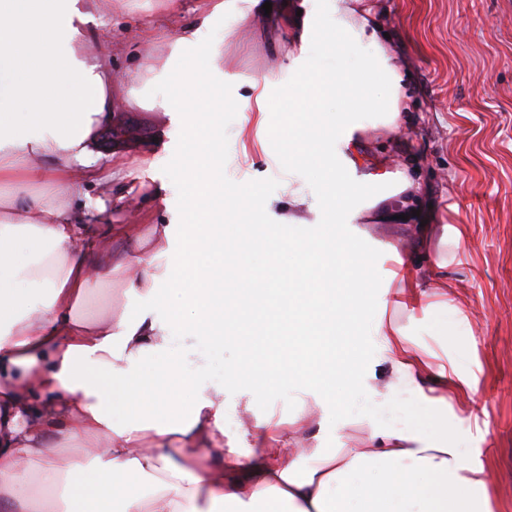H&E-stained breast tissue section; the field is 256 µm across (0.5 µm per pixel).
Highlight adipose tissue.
<instances>
[{"label":"adipose tissue","mask_w":512,"mask_h":512,"mask_svg":"<svg viewBox=\"0 0 512 512\" xmlns=\"http://www.w3.org/2000/svg\"><path fill=\"white\" fill-rule=\"evenodd\" d=\"M99 0H0V512H493L483 462L458 438L425 425L371 427L354 448H315L307 411L267 416L225 432L226 408L198 388L171 346L175 331L233 344L229 384L257 395L295 383L297 393L336 400L343 378L369 399L413 393L428 414L448 419V392L471 388L457 362L419 351L406 330L373 318L366 297L373 256L337 227L363 209L415 210L420 187L403 172L358 174L361 156L335 163L362 115L392 125L401 81L367 19L333 5L274 0L276 25L305 49L346 58L328 70L305 52L278 97H258L246 120L287 116L269 144L308 169L333 221L295 234L296 219L254 215L260 189L224 180V87L205 80L215 59L182 61L139 101L188 112L180 166L189 168L191 229L177 255L167 225L140 250V225L113 227L125 248L89 249V227L63 207L25 197L34 160L55 157V176L104 189L127 178L123 165L99 175V128L113 120L112 49L88 56ZM333 111H324L326 103ZM136 267L126 295L135 310L85 314L92 289ZM381 370L366 371L365 339ZM308 442L305 462L288 444Z\"/></svg>","instance_id":"adipose-tissue-1"}]
</instances>
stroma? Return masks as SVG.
I'll use <instances>...</instances> for the list:
<instances>
[{"label": "stroma", "instance_id": "35a3bbf8", "mask_svg": "<svg viewBox=\"0 0 512 512\" xmlns=\"http://www.w3.org/2000/svg\"><path fill=\"white\" fill-rule=\"evenodd\" d=\"M340 11L365 8L381 32L393 64L403 74V115L398 126L366 125L355 132L359 149L337 148V160L359 152L384 161L387 169L410 174L424 189L423 213L436 227L419 241L416 221L400 222L372 209L352 226L363 248L377 256L369 305L373 314L405 327L418 346L458 361L475 385L466 394L449 396L456 409L476 416L467 448L490 468L496 512H512V0H336ZM200 0H105L99 41L112 45V142L132 162L126 197L90 182L68 185L53 176L43 160L28 193L45 204L71 208L95 234L116 224H136L141 214L170 227L172 241L187 231L186 176L176 168L186 123L161 108L140 107L131 96L164 67L174 65L173 50L188 24L202 29L191 53L212 54L231 98H253V82L270 91L287 83L288 67L299 49L289 30L267 34V21L251 12L247 0H224L223 11L203 20ZM224 127V177L258 184L269 195L287 197L300 191L303 204L294 214L310 224L329 219L311 174L289 168L286 155L263 153L256 126L245 123L234 107L220 114ZM460 230L459 243L443 242L444 229ZM409 263L422 290L447 277L448 307L458 313V328L442 333L435 314L423 309L383 307L396 282L399 262ZM175 345L199 384L212 388L224 381V369L238 358L234 346H216L178 333ZM352 423L339 429L332 409L313 397L297 401L278 391L245 400L228 389L224 424L270 414L314 411L321 422L317 443L336 448L346 437L368 432L361 418L374 414L379 426L439 421L418 407L410 393L368 406L346 381L336 384Z\"/></svg>", "mask_w": 512, "mask_h": 512}]
</instances>
